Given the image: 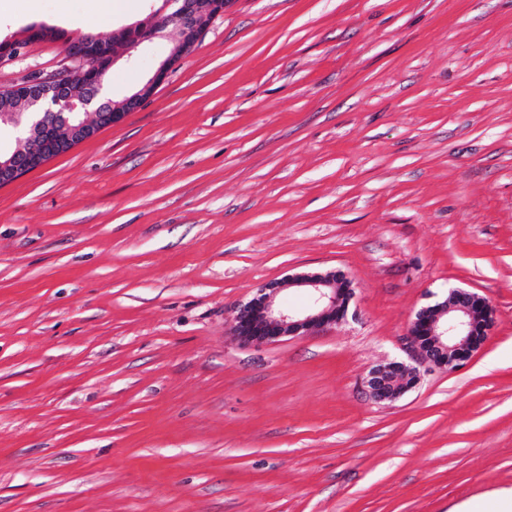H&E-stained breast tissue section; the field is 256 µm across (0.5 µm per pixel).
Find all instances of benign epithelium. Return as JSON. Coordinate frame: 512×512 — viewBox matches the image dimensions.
<instances>
[{"label":"benign epithelium","instance_id":"obj_1","mask_svg":"<svg viewBox=\"0 0 512 512\" xmlns=\"http://www.w3.org/2000/svg\"><path fill=\"white\" fill-rule=\"evenodd\" d=\"M224 14L221 0H164V7L149 21L122 27L108 40L81 37L66 48L68 63L61 69L43 74L34 72L9 93L26 102L27 122L15 124V130L28 140L54 137L50 152H12L0 155V185L11 184L29 172L43 167L52 158L66 153L100 130L120 124L152 97L156 89L176 69L208 30L213 19ZM177 33L169 55L159 64L143 86L125 97L121 104L104 112V77L116 61L113 41L134 49L164 36ZM100 114L98 123L72 124L67 113ZM291 284L307 290L309 305L297 311L277 305L276 283L260 287L258 294L242 306L236 316L233 333L244 343L263 345L286 336H301L313 329L341 322L347 316L353 296L351 281L340 271L305 273L290 277ZM494 308L479 294L456 289L443 302L420 309L405 336V349L414 362L380 365L369 370L363 380L366 393L378 402H393L412 389L419 380L420 365L455 368L468 361L479 348L476 337L488 335Z\"/></svg>","mask_w":512,"mask_h":512}]
</instances>
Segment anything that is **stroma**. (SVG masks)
<instances>
[{
  "label": "stroma",
  "instance_id": "obj_1",
  "mask_svg": "<svg viewBox=\"0 0 512 512\" xmlns=\"http://www.w3.org/2000/svg\"><path fill=\"white\" fill-rule=\"evenodd\" d=\"M131 0H0V89ZM172 39L116 46L135 91ZM344 272L346 321L255 346L241 305ZM495 320L400 399L422 307ZM512 493V0H226L122 123L0 187V512H453Z\"/></svg>",
  "mask_w": 512,
  "mask_h": 512
}]
</instances>
